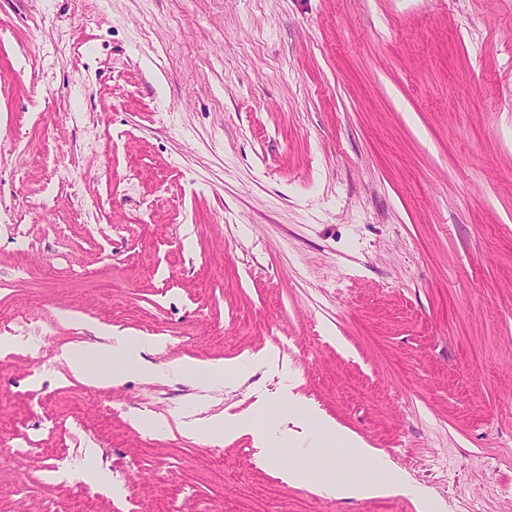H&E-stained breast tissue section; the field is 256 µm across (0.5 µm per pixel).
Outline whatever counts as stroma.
<instances>
[{"label":"stroma","mask_w":512,"mask_h":512,"mask_svg":"<svg viewBox=\"0 0 512 512\" xmlns=\"http://www.w3.org/2000/svg\"><path fill=\"white\" fill-rule=\"evenodd\" d=\"M0 345V512H512V0H0ZM98 337L102 341L94 346L93 363L79 360L70 348H62L57 354L76 376L96 387L122 384L131 370L142 366L143 351L163 346L158 340L144 342L122 333L108 332ZM240 361L229 364H215L202 371L201 367L193 360L185 359L177 362L174 371L181 378L195 381L201 376H206L210 382L224 383V378L232 373H239ZM312 414L319 421L318 432L321 436V442L316 448H334L336 444H341L346 448H350L357 457L374 462L379 469H392L393 464L387 457L382 456L378 449L370 448L355 434L322 420L314 413ZM240 426L241 424L239 423L236 424L227 421L224 423V419L213 418L206 421L195 420L192 423H187L186 429L190 432L203 431L208 434L209 437L217 440H227L232 431ZM313 484L319 494L337 499L387 496L406 487L403 476H398L389 482H365L346 479Z\"/></svg>","instance_id":"stroma-1"}]
</instances>
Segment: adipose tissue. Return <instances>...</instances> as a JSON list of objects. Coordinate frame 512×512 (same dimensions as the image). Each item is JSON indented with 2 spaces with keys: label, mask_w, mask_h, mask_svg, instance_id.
Listing matches in <instances>:
<instances>
[{
  "label": "adipose tissue",
  "mask_w": 512,
  "mask_h": 512,
  "mask_svg": "<svg viewBox=\"0 0 512 512\" xmlns=\"http://www.w3.org/2000/svg\"><path fill=\"white\" fill-rule=\"evenodd\" d=\"M160 341L144 342L121 333L102 334L101 340L95 345L92 362L79 360L71 349H61L58 358L64 361L72 372L86 383L96 387L117 386L124 382L127 374L142 365L141 354L149 348H160ZM321 447L332 448L343 445L364 460L374 462L377 467L388 470L392 464L378 449L368 446L355 434L335 424L323 421L319 424ZM403 478H395L389 482H365L356 480H338L316 483V491L326 497L337 499L380 497L403 490Z\"/></svg>",
  "instance_id": "1"
}]
</instances>
